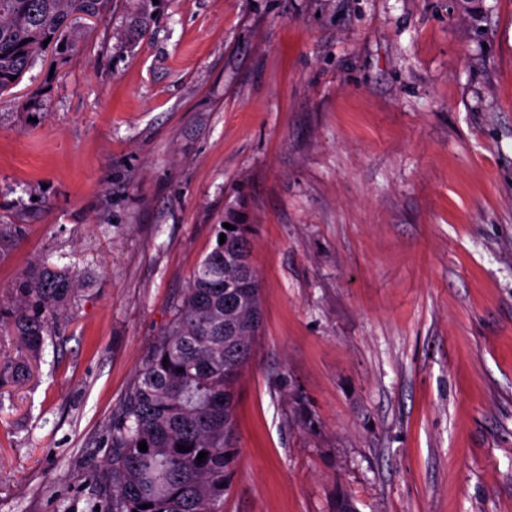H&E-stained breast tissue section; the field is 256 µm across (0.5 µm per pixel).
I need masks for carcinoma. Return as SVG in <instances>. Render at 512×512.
I'll return each instance as SVG.
<instances>
[{
  "label": "carcinoma",
  "mask_w": 512,
  "mask_h": 512,
  "mask_svg": "<svg viewBox=\"0 0 512 512\" xmlns=\"http://www.w3.org/2000/svg\"><path fill=\"white\" fill-rule=\"evenodd\" d=\"M109 3L0 0V94L16 86L47 47L58 55L76 51L86 21L102 19ZM218 233L225 242L194 271L112 417V493L97 512H223L240 453L237 385L254 353L263 310L250 225L221 226ZM242 279L251 287H238ZM80 287L73 270L49 265L34 266L19 281L7 327L25 354L0 365V387L31 376L52 325ZM141 442L147 451L139 450Z\"/></svg>",
  "instance_id": "obj_1"
}]
</instances>
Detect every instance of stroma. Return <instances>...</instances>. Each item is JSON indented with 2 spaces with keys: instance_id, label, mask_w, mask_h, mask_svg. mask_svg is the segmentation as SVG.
<instances>
[{
  "instance_id": "35a3bbf8",
  "label": "stroma",
  "mask_w": 512,
  "mask_h": 512,
  "mask_svg": "<svg viewBox=\"0 0 512 512\" xmlns=\"http://www.w3.org/2000/svg\"><path fill=\"white\" fill-rule=\"evenodd\" d=\"M223 223L263 303L224 512H512V0H112L0 95V312L82 282L0 388V512H93ZM77 274L68 267L34 266L18 283L15 307L7 327L23 345L24 357L0 365V388L29 378L32 361L40 356L52 325L81 289Z\"/></svg>"
}]
</instances>
